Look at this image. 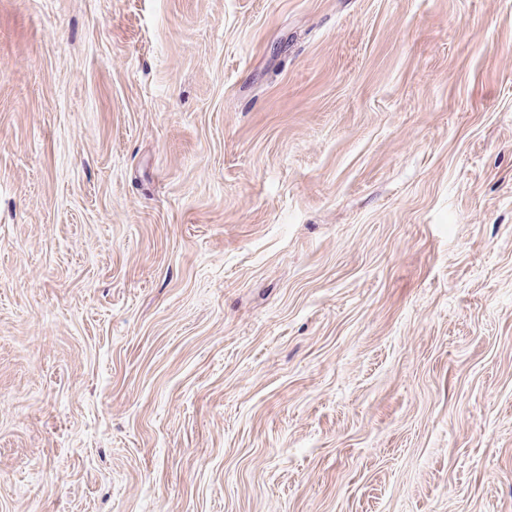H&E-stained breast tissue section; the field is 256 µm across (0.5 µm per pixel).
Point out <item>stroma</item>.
<instances>
[{
    "instance_id": "35a3bbf8",
    "label": "stroma",
    "mask_w": 512,
    "mask_h": 512,
    "mask_svg": "<svg viewBox=\"0 0 512 512\" xmlns=\"http://www.w3.org/2000/svg\"><path fill=\"white\" fill-rule=\"evenodd\" d=\"M0 512H512V0H0Z\"/></svg>"
}]
</instances>
